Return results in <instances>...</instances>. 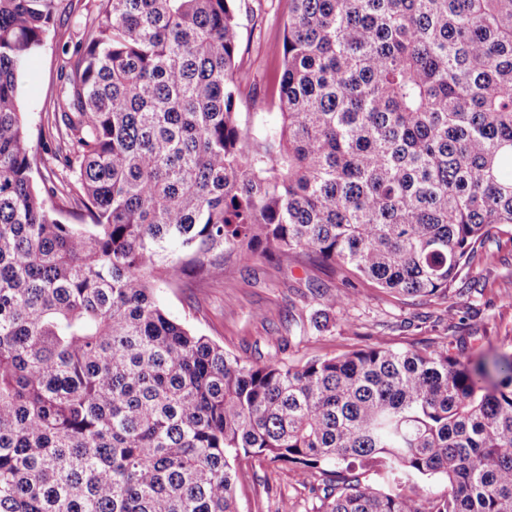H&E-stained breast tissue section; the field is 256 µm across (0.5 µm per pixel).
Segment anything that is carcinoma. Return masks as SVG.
<instances>
[{"instance_id":"cac0c4a2","label":"carcinoma","mask_w":512,"mask_h":512,"mask_svg":"<svg viewBox=\"0 0 512 512\" xmlns=\"http://www.w3.org/2000/svg\"><path fill=\"white\" fill-rule=\"evenodd\" d=\"M235 2L98 0L46 158L19 83L56 0H0V512H238L243 455L322 512H512L511 353L247 363L156 297L298 256L342 274L328 310L448 296L512 235V0H288L270 131Z\"/></svg>"}]
</instances>
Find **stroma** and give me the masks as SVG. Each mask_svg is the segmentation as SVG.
<instances>
[{
	"mask_svg": "<svg viewBox=\"0 0 512 512\" xmlns=\"http://www.w3.org/2000/svg\"><path fill=\"white\" fill-rule=\"evenodd\" d=\"M241 55L250 73L240 109L279 125L275 105L281 72L283 28L288 0H237ZM95 0H58L54 29L32 58L24 79L23 106L30 142L44 152L47 116L58 109L61 68L72 56ZM339 272L288 261L281 266L228 265L206 280L161 289L168 314L250 362L268 353L290 365L342 355L380 341L405 350L423 342L439 345L458 337L476 339L481 353L512 350V236L492 231L482 252L452 283L445 300L396 297L359 285L355 305L330 312L316 329L312 317L321 297L342 290ZM239 512H314L319 484L302 482L297 471L258 457L241 458Z\"/></svg>",
	"mask_w": 512,
	"mask_h": 512,
	"instance_id": "1",
	"label": "stroma"
}]
</instances>
